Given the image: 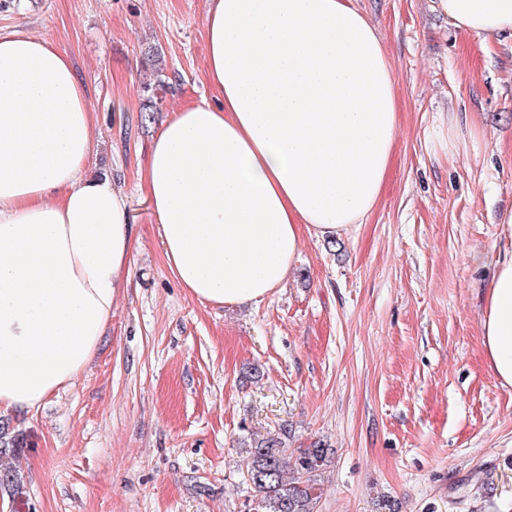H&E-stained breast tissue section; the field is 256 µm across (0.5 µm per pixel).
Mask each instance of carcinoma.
Masks as SVG:
<instances>
[{
  "instance_id": "carcinoma-1",
  "label": "carcinoma",
  "mask_w": 512,
  "mask_h": 512,
  "mask_svg": "<svg viewBox=\"0 0 512 512\" xmlns=\"http://www.w3.org/2000/svg\"><path fill=\"white\" fill-rule=\"evenodd\" d=\"M290 434L288 424L282 423L275 433L248 442L244 480L253 492V512H315L320 493L315 476L328 462L329 452L320 442L290 452L286 448ZM15 452L0 444V487L20 495L23 481L13 465Z\"/></svg>"
}]
</instances>
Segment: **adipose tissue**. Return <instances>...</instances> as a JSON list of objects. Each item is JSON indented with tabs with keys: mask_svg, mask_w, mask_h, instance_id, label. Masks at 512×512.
<instances>
[{
	"mask_svg": "<svg viewBox=\"0 0 512 512\" xmlns=\"http://www.w3.org/2000/svg\"><path fill=\"white\" fill-rule=\"evenodd\" d=\"M457 28L512 33V0H442ZM218 105L173 111L140 177L166 265L201 304L283 287L305 237L377 206L399 130L391 60L356 0H208ZM94 113L44 36L0 33V411L38 409L86 368L130 275L124 195L88 176ZM480 320L512 385V211Z\"/></svg>",
	"mask_w": 512,
	"mask_h": 512,
	"instance_id": "ef3b65f1",
	"label": "adipose tissue"
}]
</instances>
